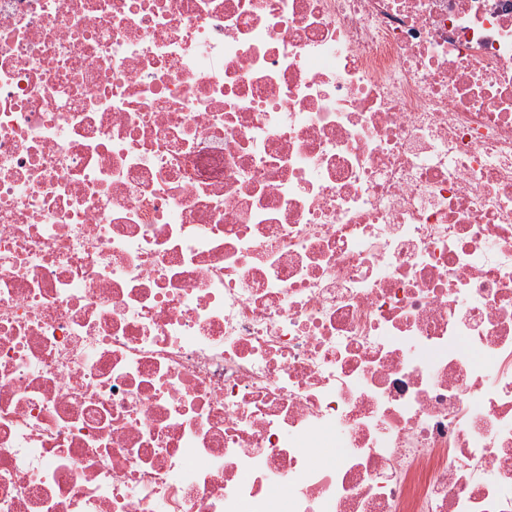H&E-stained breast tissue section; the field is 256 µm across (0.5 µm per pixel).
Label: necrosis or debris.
<instances>
[{
    "mask_svg": "<svg viewBox=\"0 0 512 512\" xmlns=\"http://www.w3.org/2000/svg\"><path fill=\"white\" fill-rule=\"evenodd\" d=\"M0 512H512V0H0Z\"/></svg>",
    "mask_w": 512,
    "mask_h": 512,
    "instance_id": "4bbe7bcc",
    "label": "necrosis or debris"
}]
</instances>
